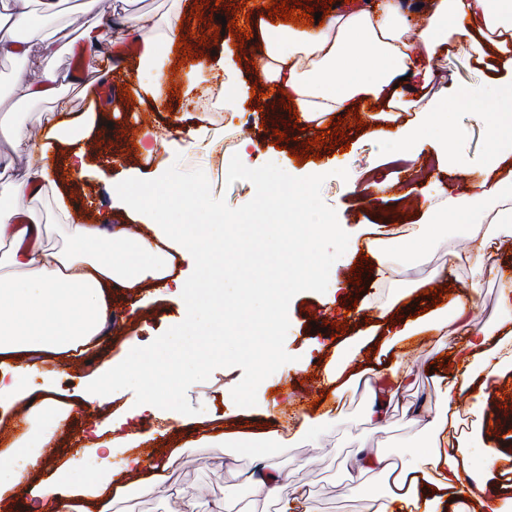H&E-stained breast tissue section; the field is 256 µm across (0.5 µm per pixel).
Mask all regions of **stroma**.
Segmentation results:
<instances>
[{
	"instance_id": "35a3bbf8",
	"label": "stroma",
	"mask_w": 512,
	"mask_h": 512,
	"mask_svg": "<svg viewBox=\"0 0 512 512\" xmlns=\"http://www.w3.org/2000/svg\"><path fill=\"white\" fill-rule=\"evenodd\" d=\"M82 0H62L57 18L45 17L39 0H32L33 22L45 34L70 46L52 63L55 71L68 74L75 70L100 69L111 56V48L87 45L82 36L85 25L99 21L110 23L116 0H98L95 8L85 12ZM159 68L162 75L178 70L176 84L166 86L161 102L142 99L131 104L126 93L113 92L94 102L85 101L79 92L61 87L58 97L33 99L16 86L13 74L21 67L18 59H0V156L13 158L14 166L0 179V206L11 204L10 184L23 177L26 145L16 144L8 134L14 126L26 127L31 137L44 141L48 127L44 116L63 111L72 134L80 136L84 150L83 170H75L67 158L66 146H55L49 175L54 188L23 205L44 228L45 240L56 243L53 226L57 222L54 190L80 182L83 191L74 195L78 216L90 223H112L111 189L123 182L129 169L152 171L157 163L178 160L182 170H202L213 197L225 199L237 208L255 195L254 185L247 180L228 183L230 160L238 152L241 140H250L248 165L252 168L266 163L287 164L288 172L302 177L315 170L324 174L321 187L323 201L337 213L340 227L348 234L346 252L332 265L329 291H303L289 305L290 327L284 349L294 361L290 367L279 368L261 382L255 406H237L230 390L239 383L243 370L239 367L216 369L203 382L190 386L187 399L192 408L201 409L203 418L219 419L225 434H267L280 431L279 441L261 453L249 448H229L216 443H193L190 432L197 418L171 412L161 419L146 413L131 420L129 431L138 433L151 450L156 463H164L174 450H182L180 464L171 468L166 482L151 494L130 488L125 462L132 456L129 448H116L100 453L82 447L81 437L89 428L88 417H79L69 426H62L55 435V446L36 461L37 477H45L61 462L73 458L78 465L75 477L86 470L112 469L117 484L128 486V493L116 504L118 512H169L174 499L190 501L194 512H212L228 492H237L242 502H249L250 490L243 474L250 470L255 456L287 471L289 482L301 486L308 494L310 512H373V501L356 497L347 490L346 463L353 453L355 440H364L369 447L383 449L395 462L415 457L424 443L420 423L411 421L405 410L420 406L435 409L436 396L432 378L440 369L439 348L430 335L413 336L402 348L417 377L413 388L400 390L393 398L382 428H375L368 418V403L363 381L348 386L334 402H327L322 384L326 361L335 349L357 338L358 334L376 324L378 308L390 303L403 291L412 290L421 307H431V291L439 286L469 294L472 282H480L481 290L471 318L475 324H492L499 313L498 299L504 288L512 287V243L493 255L484 269H475L469 260L470 242L467 224L455 221L444 224L428 246L405 270L397 283L387 288L372 287L369 270L363 265L367 243L381 249L398 247L422 230L420 202L405 195L410 161L390 156L386 147L372 139L367 130L353 129L354 115H346L350 127L345 138L348 152L320 147V160L300 162L291 159L290 150H304L314 140L313 131L295 126L286 115L281 102L268 92L259 77L261 46L257 39L236 45L234 37L225 34L196 46V54L215 67L218 78L209 84L210 103L207 110L195 108L190 92L198 81L194 68L180 60L175 44L159 41ZM438 77L430 93L442 96L450 88H468L485 84L490 70L474 62L464 44H456L447 56L434 62ZM236 90L235 96L221 97L220 85ZM493 105L485 100L460 107L452 114L453 124L461 131V151L469 161V171L478 172L489 140ZM170 128L173 143L159 145L154 158H146L140 144L146 131ZM363 174L365 182H383V194L361 193L351 181L341 179L339 170ZM456 254V263H449V254ZM359 266L360 282H351L352 266ZM129 302L124 295L112 297V309L122 315L115 321L97 351L89 360L70 363L56 376L58 387L69 393L81 392L91 375L117 357L128 354L129 346H144L168 328L182 322L183 302L179 299L148 306L139 321L125 317ZM343 331H336V324ZM305 408L318 417V433L314 440H288V412Z\"/></svg>"
}]
</instances>
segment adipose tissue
<instances>
[{
  "mask_svg": "<svg viewBox=\"0 0 512 512\" xmlns=\"http://www.w3.org/2000/svg\"><path fill=\"white\" fill-rule=\"evenodd\" d=\"M28 3L0 0V57L27 59L14 81L26 87L30 97L41 99L56 92L58 77L48 62L61 48L31 25ZM181 3L172 0L165 19L141 13L115 21L114 37H107L102 25L88 28L85 37L92 46L111 41L113 57L133 79L134 91L159 100L163 84L146 80L144 67L155 56V33L171 41L184 36ZM408 10L407 0H359L350 9L323 15L321 24L310 28L267 27L260 76L288 95L307 129L324 130L337 114L362 102L374 108L368 116L370 136L392 155L414 162L425 148H437L462 171L468 162L457 148L450 114L462 103L491 97L499 118L490 130L482 170L471 180L467 194L424 196L427 223L472 216L467 233L470 260L480 268L512 240V191L500 175L503 166L512 165V0H425L422 23L414 31ZM455 37L468 41L478 61L492 60L494 74L486 86L452 88L445 96H431L432 62L447 53ZM45 157V145H33L25 178L11 187L15 206H0V244L9 246L0 255V409L28 406L27 430L0 440V464H9L8 469L0 467V498H19L22 512H112L123 490L116 487L111 471L100 469L76 480L63 469L36 482L32 470L20 461L32 449L53 447L55 430L81 410L104 417L93 437L86 439V447L104 453L137 447L138 436H117L118 425L108 414L113 386L131 373L164 362V350L158 347L122 364H105L100 379L74 403L41 394L27 374L97 348L116 289L129 297L134 312L144 305L141 290L152 288L159 295L183 299L188 325H196L202 310L210 318L220 316V307L208 299L209 281L203 271L207 255L222 243L185 225L165 222L166 200L154 187L170 181L171 173L160 167L146 180L132 175L115 191L116 205L126 217L150 220L151 236L130 238L117 229L109 232L101 225L77 221L67 193L59 190L55 204L63 222L56 232L62 245L49 246L41 226L19 205L22 199L38 197L47 186ZM179 260L184 263L180 269L175 266ZM499 308L495 324L476 327L467 323L465 302L416 317L406 312L399 318L392 306H380L375 345L391 362L393 387L410 384L413 371L401 342L413 334L442 336L448 371L434 378L439 388L437 410L423 426L427 443L418 457L400 466L381 451L355 458L350 489L375 500L376 512H512V487L495 483L512 468V450L460 431L456 409L459 397L467 395L475 413L486 416L489 381H512L511 289L502 293ZM393 387L368 386L373 418H382ZM477 453L484 457L479 468L473 465ZM373 471L387 482L384 494H377L364 480ZM247 483L254 500L276 501L278 512H307L304 491L289 485L287 474L278 468L258 463Z\"/></svg>",
  "mask_w": 512,
  "mask_h": 512,
  "instance_id": "ef3b65f1",
  "label": "adipose tissue"
}]
</instances>
